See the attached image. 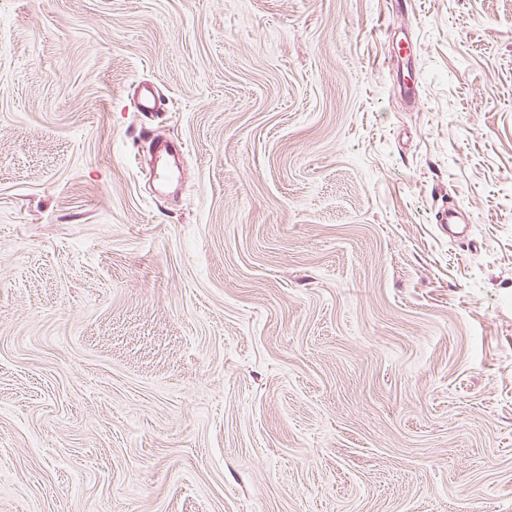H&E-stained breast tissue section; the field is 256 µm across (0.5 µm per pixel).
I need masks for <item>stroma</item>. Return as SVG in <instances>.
<instances>
[{"instance_id":"stroma-1","label":"stroma","mask_w":512,"mask_h":512,"mask_svg":"<svg viewBox=\"0 0 512 512\" xmlns=\"http://www.w3.org/2000/svg\"><path fill=\"white\" fill-rule=\"evenodd\" d=\"M0 512H512V0H0Z\"/></svg>"}]
</instances>
